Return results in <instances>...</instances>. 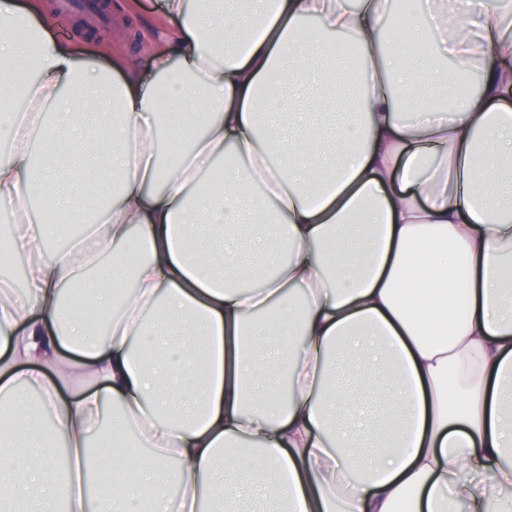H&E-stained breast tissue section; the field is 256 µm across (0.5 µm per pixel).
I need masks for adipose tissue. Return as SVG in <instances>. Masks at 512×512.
<instances>
[{
    "instance_id": "obj_1",
    "label": "adipose tissue",
    "mask_w": 512,
    "mask_h": 512,
    "mask_svg": "<svg viewBox=\"0 0 512 512\" xmlns=\"http://www.w3.org/2000/svg\"><path fill=\"white\" fill-rule=\"evenodd\" d=\"M164 9L143 68L0 0V225L29 259L24 293L0 279V512H241L257 480L283 512H490L512 493V201L490 179L512 10ZM445 61L477 70L469 94L402 111L450 94ZM45 209L81 227L48 259ZM130 244L134 275L101 269ZM48 428L65 465L31 459Z\"/></svg>"
}]
</instances>
